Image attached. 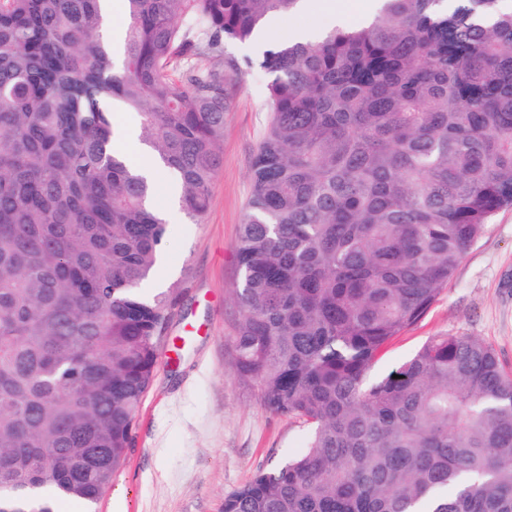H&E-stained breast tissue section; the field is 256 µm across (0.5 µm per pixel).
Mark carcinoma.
Segmentation results:
<instances>
[{"label": "carcinoma", "mask_w": 512, "mask_h": 512, "mask_svg": "<svg viewBox=\"0 0 512 512\" xmlns=\"http://www.w3.org/2000/svg\"><path fill=\"white\" fill-rule=\"evenodd\" d=\"M359 25L255 44L300 0H0V512L92 509L124 465L176 290L152 291L161 183L113 147L139 118L179 203L204 216L232 77H267L268 124L236 245L234 367L302 453L224 512H512V374L434 336L367 374L512 209V8L374 0ZM118 3L120 4V7H119V9L114 11L113 15H111V10L113 11V6H114L113 3H112V7H111V4H109L107 6V11H108L107 25H108V27H110L113 24L114 28L117 29L120 34L119 38L114 40V50H113L115 64L117 66H120L122 63V52H121V48H120V41H121L122 33L124 32V30L127 26V18H126L124 9L122 7V5L124 3L123 0L118 1ZM111 20H112V24H111Z\"/></svg>", "instance_id": "1"}]
</instances>
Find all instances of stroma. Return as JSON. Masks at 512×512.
Listing matches in <instances>:
<instances>
[{"instance_id":"obj_1","label":"stroma","mask_w":512,"mask_h":512,"mask_svg":"<svg viewBox=\"0 0 512 512\" xmlns=\"http://www.w3.org/2000/svg\"><path fill=\"white\" fill-rule=\"evenodd\" d=\"M266 77L257 70L235 84L224 121V162L200 222L182 209L167 216V284L176 286L124 466L95 512H223L226 495L257 470L298 454L305 424L269 413L255 384L232 366L238 309L236 241L250 191V171L267 124ZM490 345L512 373V210L496 215L470 247L423 319L376 358L384 376L438 334Z\"/></svg>"}]
</instances>
